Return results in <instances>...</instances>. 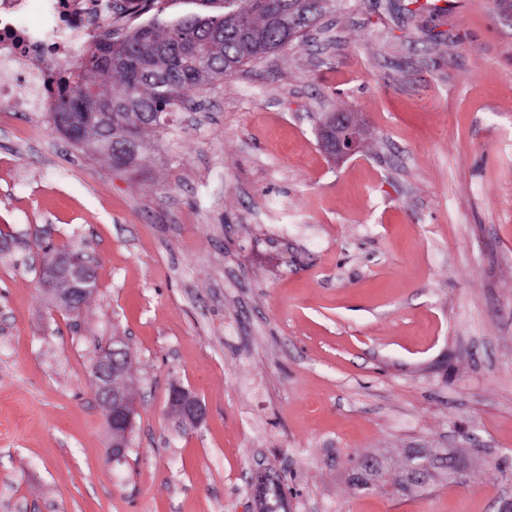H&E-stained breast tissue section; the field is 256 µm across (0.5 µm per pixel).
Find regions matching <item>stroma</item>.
I'll return each instance as SVG.
<instances>
[{
  "instance_id": "1",
  "label": "stroma",
  "mask_w": 512,
  "mask_h": 512,
  "mask_svg": "<svg viewBox=\"0 0 512 512\" xmlns=\"http://www.w3.org/2000/svg\"><path fill=\"white\" fill-rule=\"evenodd\" d=\"M356 113L335 163L315 127ZM136 170L43 112H0V501L22 512H500L512 500V12L333 0L298 42L197 93ZM96 256L74 313L45 250ZM136 406L112 462L93 364ZM182 388L196 426L168 409ZM424 492L356 486L409 449ZM168 405L170 412L186 424H198L206 415L205 406L185 389H173ZM416 456H424L427 459L424 462L415 463L411 466L410 472L407 475L406 481L403 485L409 487H427V469L431 464H447L448 473L459 474L464 468V461L460 458H452L447 453L436 452L432 449L423 448L417 449L414 453Z\"/></svg>"
}]
</instances>
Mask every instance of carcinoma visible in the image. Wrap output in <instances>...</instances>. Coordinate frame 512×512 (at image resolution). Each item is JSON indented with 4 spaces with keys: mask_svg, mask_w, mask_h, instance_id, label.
Returning <instances> with one entry per match:
<instances>
[{
    "mask_svg": "<svg viewBox=\"0 0 512 512\" xmlns=\"http://www.w3.org/2000/svg\"><path fill=\"white\" fill-rule=\"evenodd\" d=\"M326 0H224V13L153 22L122 37L94 42L78 71L70 72L54 111L72 114L87 143L107 153L145 128L165 129L164 117L187 108L205 83L282 50L314 26ZM308 24H302V20ZM93 73L99 81L89 82ZM280 484H265L267 512H279Z\"/></svg>",
    "mask_w": 512,
    "mask_h": 512,
    "instance_id": "obj_1",
    "label": "carcinoma"
}]
</instances>
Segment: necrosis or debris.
<instances>
[{
	"mask_svg": "<svg viewBox=\"0 0 512 512\" xmlns=\"http://www.w3.org/2000/svg\"><path fill=\"white\" fill-rule=\"evenodd\" d=\"M92 15L115 25L145 12L129 4L116 8L113 0H0V100L15 112L50 111L44 74L49 66H67L65 46Z\"/></svg>",
	"mask_w": 512,
	"mask_h": 512,
	"instance_id": "obj_1",
	"label": "necrosis or debris"
}]
</instances>
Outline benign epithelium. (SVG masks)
I'll return each instance as SVG.
<instances>
[{
	"label": "benign epithelium",
	"instance_id": "benign-epithelium-1",
	"mask_svg": "<svg viewBox=\"0 0 512 512\" xmlns=\"http://www.w3.org/2000/svg\"><path fill=\"white\" fill-rule=\"evenodd\" d=\"M318 135L321 147L332 159L339 162L358 152L364 130L355 113L338 112L330 115L328 123L318 127ZM64 275H81L88 281H93V258L81 253L59 251L43 266V283L56 294L62 309L72 311L78 307L80 295L60 287V278ZM124 361L125 348L121 342L114 341L99 353L93 365L98 401L112 436L109 455L114 462L125 459L133 428L132 402L123 391L122 384L117 382ZM168 405L170 412L186 424H198L206 415L205 406L184 389H173L169 395ZM415 455L424 456L426 460L411 466L404 482V485L409 487L428 486L427 469L432 464L448 465L450 474H458L464 468L462 459L432 449H419Z\"/></svg>",
	"mask_w": 512,
	"mask_h": 512
}]
</instances>
